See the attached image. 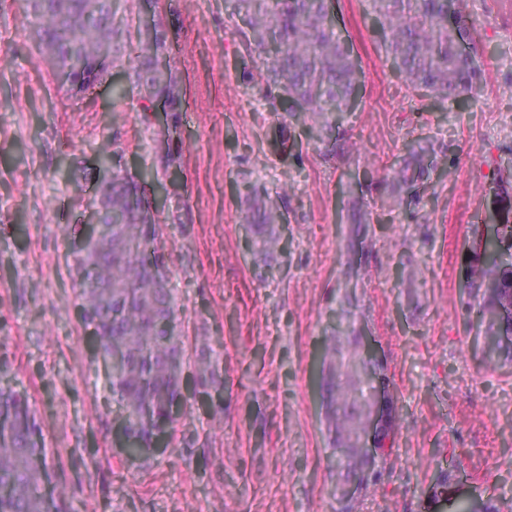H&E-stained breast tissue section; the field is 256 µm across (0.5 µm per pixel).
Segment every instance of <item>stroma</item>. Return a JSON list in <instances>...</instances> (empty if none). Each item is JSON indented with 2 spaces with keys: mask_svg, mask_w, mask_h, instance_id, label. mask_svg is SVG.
<instances>
[{
  "mask_svg": "<svg viewBox=\"0 0 512 512\" xmlns=\"http://www.w3.org/2000/svg\"><path fill=\"white\" fill-rule=\"evenodd\" d=\"M466 6L484 71L467 110L393 69L369 0H332L363 88L322 140L243 80L261 60L239 58L243 24L225 0H121L122 39L138 43L150 14L175 45L182 109L148 114L130 61L112 71L123 101L113 81L92 99L59 90L18 0H0V384L34 408L66 512H453L461 498L512 512V344L488 342L467 283L474 232L512 172V15L498 0ZM412 142L427 163L401 187ZM104 149L146 173L145 194L167 188L157 246L182 395L147 459L114 442L120 408L70 257ZM265 202L279 223H257ZM364 336L389 380L394 446L346 500L323 385L349 387L343 364ZM203 361L215 386L196 382Z\"/></svg>",
  "mask_w": 512,
  "mask_h": 512,
  "instance_id": "35a3bbf8",
  "label": "stroma"
}]
</instances>
